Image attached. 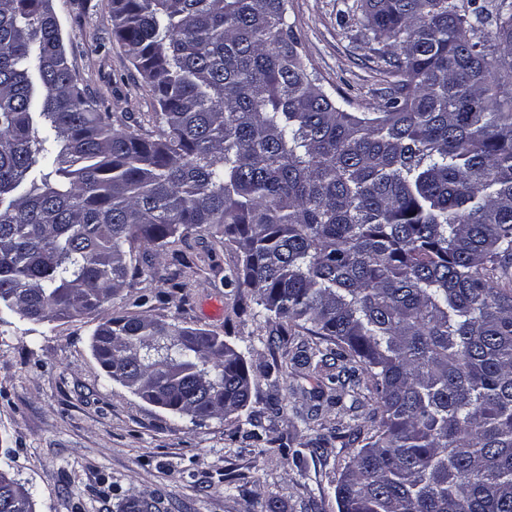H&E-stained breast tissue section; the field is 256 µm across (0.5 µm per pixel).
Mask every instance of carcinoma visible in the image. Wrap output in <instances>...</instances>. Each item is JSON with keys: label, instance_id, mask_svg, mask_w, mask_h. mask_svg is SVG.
<instances>
[{"label": "carcinoma", "instance_id": "1", "mask_svg": "<svg viewBox=\"0 0 512 512\" xmlns=\"http://www.w3.org/2000/svg\"><path fill=\"white\" fill-rule=\"evenodd\" d=\"M110 2L155 135L79 85L51 0H0V306L94 314L142 275L135 249L213 229L267 321L316 338L293 364L342 362L316 398L375 405L339 512H512V0H360L389 85L370 112L317 83L288 0ZM93 335L109 379L173 414L251 401L209 330L126 313ZM0 512L32 493L0 483Z\"/></svg>", "mask_w": 512, "mask_h": 512}]
</instances>
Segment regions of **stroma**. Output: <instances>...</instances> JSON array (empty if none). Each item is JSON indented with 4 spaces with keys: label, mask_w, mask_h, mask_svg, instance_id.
<instances>
[{
    "label": "stroma",
    "mask_w": 512,
    "mask_h": 512,
    "mask_svg": "<svg viewBox=\"0 0 512 512\" xmlns=\"http://www.w3.org/2000/svg\"><path fill=\"white\" fill-rule=\"evenodd\" d=\"M355 0H289L310 68L347 111L381 100L351 8ZM71 68L114 126L146 135L156 101L112 35L109 0H52ZM136 288L94 316L30 323L0 308V465L30 488L36 512H118L128 496L160 512H338L336 483L356 452L343 434L370 423L368 403L323 406L308 418L318 381L280 368L295 347L258 316L239 286L240 254L205 231L180 255H141ZM148 302L134 307L139 296ZM219 335L240 351L255 383L247 417L194 423L110 380L92 351L99 322L130 310ZM258 430L251 438L250 430ZM317 454L306 451L316 439ZM305 454L295 465L294 451Z\"/></svg>",
    "instance_id": "35a3bbf8"
}]
</instances>
